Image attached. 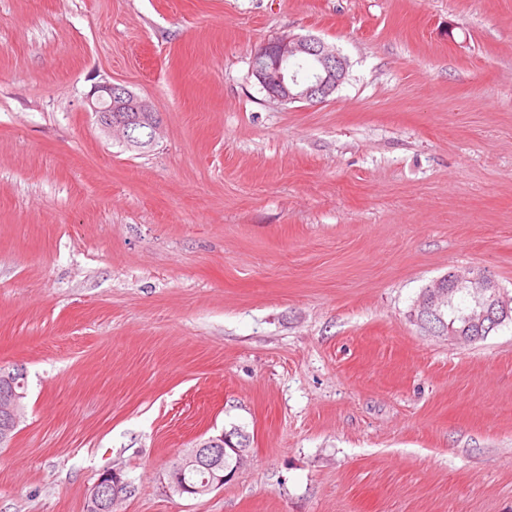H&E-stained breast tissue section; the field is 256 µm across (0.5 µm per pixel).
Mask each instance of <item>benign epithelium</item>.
<instances>
[{
  "label": "benign epithelium",
  "instance_id": "1",
  "mask_svg": "<svg viewBox=\"0 0 512 512\" xmlns=\"http://www.w3.org/2000/svg\"><path fill=\"white\" fill-rule=\"evenodd\" d=\"M251 73L266 93L281 102L321 101L336 92L347 75V62L336 49L311 36H283L255 51ZM88 105L97 117L100 127L119 135L136 127L146 128L147 143L152 145L161 133V120L153 105L132 94L126 88L109 82L94 86ZM458 285L473 288L481 296L478 308L467 317L466 325L457 336L478 339L482 329L511 318L512 300L505 297L497 281L479 267L465 272L451 271L435 280L417 308L411 312L413 321L435 330L434 320L442 319L441 309L448 298V288ZM19 369L0 370V446L13 438L22 412L26 388L19 382ZM231 435L225 432L197 442L183 450L173 468V487L187 497H200L221 488L235 475L224 467V457L232 452L242 460L247 448L231 446ZM205 470L209 479L201 486L180 483L178 479L188 471ZM129 482L117 470L102 472L89 499L94 512H112L113 504L124 497Z\"/></svg>",
  "mask_w": 512,
  "mask_h": 512
}]
</instances>
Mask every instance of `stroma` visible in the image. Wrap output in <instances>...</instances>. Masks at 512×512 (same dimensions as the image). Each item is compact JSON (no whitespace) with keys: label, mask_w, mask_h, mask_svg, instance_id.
<instances>
[{"label":"stroma","mask_w":512,"mask_h":512,"mask_svg":"<svg viewBox=\"0 0 512 512\" xmlns=\"http://www.w3.org/2000/svg\"><path fill=\"white\" fill-rule=\"evenodd\" d=\"M288 34L347 59L325 101L252 75ZM474 266L512 297V0H0V512H85L111 467L115 512H512V321L409 317ZM234 427V478L174 493ZM88 105L100 127L110 134L117 133L123 138V132L127 135L128 130L146 127V142L153 145L161 133V120L153 105L122 86L109 82L95 85ZM112 112H121L125 117L112 120ZM23 375L21 370H0V446L11 442L22 412L26 388L17 380ZM7 446H3L6 448ZM225 442L232 443L229 432H222L219 436L201 440L191 448L183 450V453L177 459L172 474L173 487L179 494L192 498L200 497L223 487L225 482L233 478L239 466L237 464V466L231 467L234 458L233 456L226 457V455L227 453L232 454L231 450L237 461H242L248 448H245V446L238 448L232 444L231 448H225ZM224 457H226L225 460ZM228 459H232V462H229ZM224 463L228 467L227 469L224 467ZM230 468H233V470L230 471ZM196 470H206L209 473V479L205 480L202 486H191L184 482H178V479L180 480L185 476L186 472ZM206 477L208 475L205 472L196 471L186 476V480L190 483L201 484ZM128 485L129 482L120 471H103L89 496L93 510L95 512H112L113 504L128 493Z\"/></svg>","instance_id":"stroma-1"}]
</instances>
